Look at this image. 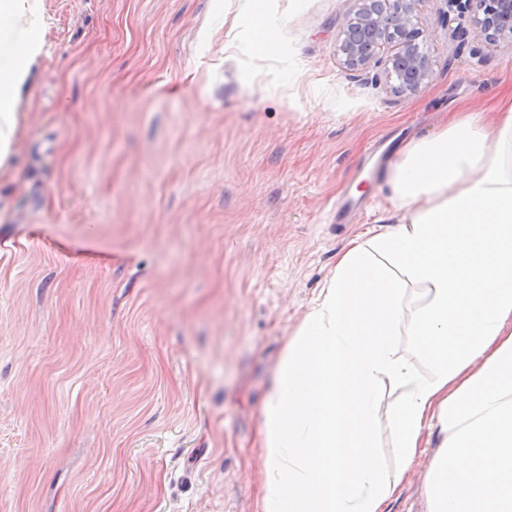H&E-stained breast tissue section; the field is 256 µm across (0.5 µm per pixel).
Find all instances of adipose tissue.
Masks as SVG:
<instances>
[{"instance_id":"1","label":"adipose tissue","mask_w":512,"mask_h":512,"mask_svg":"<svg viewBox=\"0 0 512 512\" xmlns=\"http://www.w3.org/2000/svg\"><path fill=\"white\" fill-rule=\"evenodd\" d=\"M45 27L43 0H0V166ZM387 185L398 222L340 253L273 373L262 512H384L428 432L442 437L425 470L428 512H512V100L492 121L460 112L412 140ZM404 326L431 377L399 355ZM382 422L394 474L376 452Z\"/></svg>"}]
</instances>
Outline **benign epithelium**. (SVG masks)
Returning <instances> with one entry per match:
<instances>
[{"label": "benign epithelium", "instance_id": "obj_1", "mask_svg": "<svg viewBox=\"0 0 512 512\" xmlns=\"http://www.w3.org/2000/svg\"><path fill=\"white\" fill-rule=\"evenodd\" d=\"M346 23L336 52L344 69L357 72L384 65L398 93L417 94L432 80V69L414 23L417 0H346ZM486 40L512 46V0H446Z\"/></svg>", "mask_w": 512, "mask_h": 512}]
</instances>
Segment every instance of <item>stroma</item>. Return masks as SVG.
<instances>
[{
    "instance_id": "35a3bbf8",
    "label": "stroma",
    "mask_w": 512,
    "mask_h": 512,
    "mask_svg": "<svg viewBox=\"0 0 512 512\" xmlns=\"http://www.w3.org/2000/svg\"><path fill=\"white\" fill-rule=\"evenodd\" d=\"M0 170V512H260L261 412L387 162L512 93V47L418 0L433 78L345 71V0H43ZM363 211L337 223L343 193ZM429 439L386 512H426ZM247 15L248 25L253 33V43L256 48L267 49L276 38V26L270 21L264 7V0H251Z\"/></svg>"
}]
</instances>
